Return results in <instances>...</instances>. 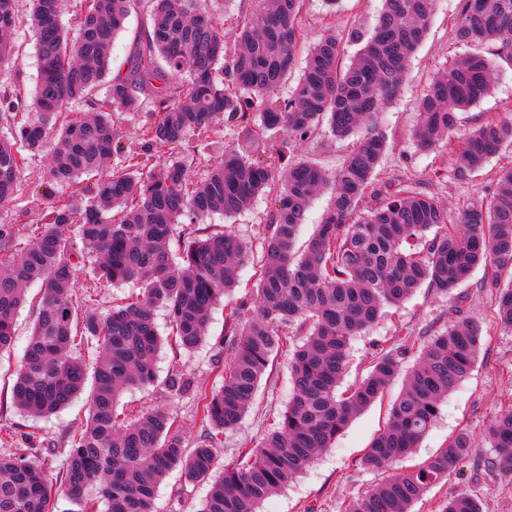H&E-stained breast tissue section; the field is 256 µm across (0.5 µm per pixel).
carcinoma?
<instances>
[{
  "mask_svg": "<svg viewBox=\"0 0 512 512\" xmlns=\"http://www.w3.org/2000/svg\"><path fill=\"white\" fill-rule=\"evenodd\" d=\"M143 1L149 23L127 72L114 73L112 38ZM29 2L40 80L29 103L18 89L0 94V123L9 135L0 138V208L12 202L22 169L51 132L49 182L72 191L42 209L27 246L13 244L0 227V352L14 345L27 287L38 286L11 402L23 414L48 417L86 392L88 416L67 437L54 474L37 448L0 456V512H50L54 489L77 512H154L157 487L174 469L188 482H210L199 512H260L399 377L403 389L361 464L380 469L412 454L448 390L473 369L480 326L464 319L423 339L397 335L367 376L340 392L353 338L416 289L426 284L448 295L480 265L494 269L486 287L495 291L498 320L512 330V167L499 172L489 200L472 204L452 225L447 210L415 186L383 197L372 189L388 148L378 114L401 87L436 0H384L369 34L320 36L287 98L279 90L296 63L305 0H248L238 11L232 49L197 0H88L72 34L60 0ZM15 17L16 0H0V64L10 56L5 38ZM454 38L462 57L432 79L416 104L413 136L423 152L452 143L458 112L492 88L491 59L467 51L469 44L493 42L496 55L512 63V0H464ZM348 39L360 49L347 64ZM142 94L151 96L154 120L142 126L140 147L126 151L112 113L140 111ZM76 102L91 116L68 111ZM323 123L339 139L365 134L332 174L309 160L286 162L291 148ZM229 126L243 132L242 141L224 151L205 180L192 181V152L224 139ZM191 133L200 136L192 148ZM156 144L167 147L168 157L148 169ZM509 146L512 118L478 127L455 152L457 175L482 171ZM327 189L326 216L300 248L312 199ZM368 194L380 202L363 210ZM261 197L271 201L274 223L262 241L253 307L224 308V378L217 390L197 394L203 437L189 448L168 408L120 413L118 403L127 390L159 382L171 398L191 389L178 370L158 380L157 355L166 344L187 355L206 342L213 310L234 289L251 253L232 231L200 236L195 225L217 213L235 216ZM85 268L91 283L80 299L78 275ZM129 281L138 288L110 311L83 305L90 289ZM84 349L94 354L89 362ZM278 356L288 358L291 373L285 411L259 447L217 471L214 448L246 415ZM480 443L494 451L482 462L489 474H512L511 406L481 438L459 430L416 469L383 479L345 512H409ZM441 512H483V502L460 493Z\"/></svg>",
  "mask_w": 512,
  "mask_h": 512,
  "instance_id": "cac0c4a2",
  "label": "carcinoma"
}]
</instances>
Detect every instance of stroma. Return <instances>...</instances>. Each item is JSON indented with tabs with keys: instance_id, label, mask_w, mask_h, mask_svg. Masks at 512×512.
I'll use <instances>...</instances> for the list:
<instances>
[{
	"instance_id": "1",
	"label": "stroma",
	"mask_w": 512,
	"mask_h": 512,
	"mask_svg": "<svg viewBox=\"0 0 512 512\" xmlns=\"http://www.w3.org/2000/svg\"><path fill=\"white\" fill-rule=\"evenodd\" d=\"M462 0H438L428 35L416 52L397 98L381 114L388 136V150L374 175L376 188L389 192L406 186H417L432 193L448 211L449 223H458L463 211L475 200L489 197L494 187L492 176L500 167L512 166V147L494 155L485 169L457 179L453 172V154L449 147L422 153L416 148L412 131L415 127L414 104L439 70L449 66L458 56L454 42V22ZM382 8L381 0H339L336 8H328L324 0H307L303 27L305 43H312L326 30L348 32L353 28L371 30ZM16 54L12 63L0 69V90L16 86L33 91L38 80L35 42L27 22H20L14 35ZM512 117V65L495 63V79L490 94L470 110L460 113L459 131L467 133L494 120ZM352 146L351 140H340L327 127H320L296 145L294 156L309 159L327 171H335ZM48 153L32 157L20 175L15 200L0 209V225H7L18 244L27 241V226L51 197L63 195L59 186L47 179ZM273 212L266 199L257 200L250 209L232 218L216 214L199 227L200 234L232 226L238 235L252 245H259ZM491 271L478 267L470 281L444 296L429 286L417 289L413 296L395 307L385 308L378 322L357 337L350 354L343 386H351L366 375L373 360L385 349L392 336L405 332L428 336L444 330L449 323L467 318L482 329V348L469 376L458 383L440 407L435 425L423 439L414 455L403 459L401 468L409 470L425 461L438 449L446 447L450 436L466 428L481 433L484 425L501 410L512 406V382L507 379L512 369V330L502 327L497 319L495 296L482 287ZM32 315L21 309L16 322V343L0 354V429L12 432V446L0 444V455L11 454L13 448L64 447L68 432L78 429L87 417L84 398L58 415L36 419L23 415L10 402V393L18 361L30 334ZM224 337V309L216 307L207 340L194 355L176 354L163 348L156 359L159 377L180 370L191 378L195 388L217 390L222 383L223 363L215 362L218 343ZM401 381H393L383 396L357 416L329 449L307 471L285 488L268 498L261 512H344L345 505L358 493L371 489L390 476L391 468L368 470L359 460L372 438L382 428L391 401L399 394ZM290 372L286 358L269 365L263 375L252 407L241 423L226 432L216 450L221 465L237 462L242 451L255 447L269 432L288 404ZM121 406L140 408L168 405L181 420L188 444H196L201 432L195 415L193 394L167 400L161 386L125 392ZM490 448H474L471 460L451 473L446 481L430 488L412 507V512H440L442 505L456 493L470 490L481 496L485 512H512V475L490 478L479 467V460L492 457ZM209 491L205 482L190 483L180 470H173L159 485L156 512H199Z\"/></svg>"
}]
</instances>
